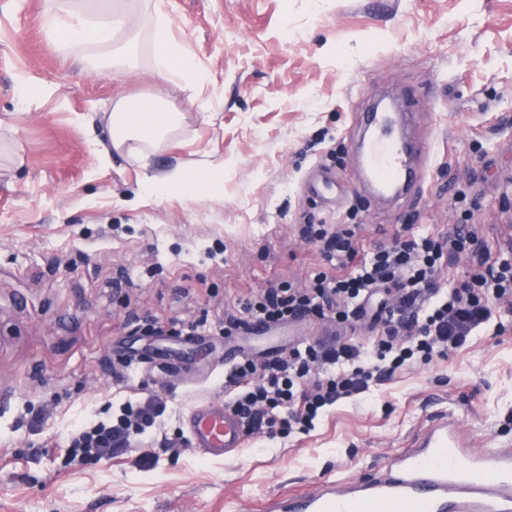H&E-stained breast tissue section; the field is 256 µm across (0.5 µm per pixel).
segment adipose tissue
I'll list each match as a JSON object with an SVG mask.
<instances>
[{"label": "adipose tissue", "mask_w": 512, "mask_h": 512, "mask_svg": "<svg viewBox=\"0 0 512 512\" xmlns=\"http://www.w3.org/2000/svg\"><path fill=\"white\" fill-rule=\"evenodd\" d=\"M131 0H107L100 16L78 24L56 21L52 33L64 46L92 43L110 49L112 65L130 68L136 57L138 19L129 8ZM155 67L166 74L170 83L193 75L194 60L183 42L171 35L164 18H157L154 32ZM181 113L166 106L161 94L123 96L112 104L109 114L110 149L102 150V158L111 152H127L137 162H144L149 148L158 146L181 123Z\"/></svg>", "instance_id": "adipose-tissue-1"}]
</instances>
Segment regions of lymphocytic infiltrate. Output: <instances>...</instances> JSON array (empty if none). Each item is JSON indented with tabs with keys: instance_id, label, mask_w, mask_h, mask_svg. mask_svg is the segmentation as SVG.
<instances>
[{
	"instance_id": "lymphocytic-infiltrate-1",
	"label": "lymphocytic infiltrate",
	"mask_w": 512,
	"mask_h": 512,
	"mask_svg": "<svg viewBox=\"0 0 512 512\" xmlns=\"http://www.w3.org/2000/svg\"><path fill=\"white\" fill-rule=\"evenodd\" d=\"M310 241L334 269H324L301 285L275 282L246 298L239 313H227L225 330L252 322L283 323L307 316L334 322L332 338L294 347L287 358L256 363L241 358L230 367L229 406L256 431L275 423L310 431L319 411L358 395L372 382L403 366L446 357L491 325L500 300L512 297V262L492 258L485 231L460 224L448 235L420 234L402 225L392 243L364 247L354 230L328 234L307 227ZM468 253L465 278L443 286L440 277L450 256ZM393 289L371 321V350L356 344L351 330L379 289ZM162 407L147 401L124 405L112 423L79 433L74 452L98 457L126 451L133 436L155 425Z\"/></svg>"
}]
</instances>
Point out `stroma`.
Instances as JSON below:
<instances>
[{"mask_svg":"<svg viewBox=\"0 0 512 512\" xmlns=\"http://www.w3.org/2000/svg\"><path fill=\"white\" fill-rule=\"evenodd\" d=\"M98 7L0 0V512H267L369 477L444 411L465 452L512 446V300L502 332L339 400L310 432L266 427L224 459L185 428L225 401V354L280 359L322 336L308 319L224 331L252 291L325 267L302 225L357 224L368 247L402 224L512 225V0H164L204 79L172 95L182 126L144 165L100 144L113 100L166 87L152 5L133 73L47 33ZM385 97L417 115L421 178L396 199L360 176L359 115ZM198 165L210 187L171 185ZM315 169L327 197L304 187ZM147 399L165 411L128 452L74 455L73 437Z\"/></svg>","mask_w":512,"mask_h":512,"instance_id":"stroma-1","label":"stroma"}]
</instances>
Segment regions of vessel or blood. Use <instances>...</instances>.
<instances>
[{"instance_id":"b4317fda","label":"vessel or blood","mask_w":512,"mask_h":512,"mask_svg":"<svg viewBox=\"0 0 512 512\" xmlns=\"http://www.w3.org/2000/svg\"><path fill=\"white\" fill-rule=\"evenodd\" d=\"M407 159L393 136L371 143L362 172L382 195L397 191ZM194 448L221 458L241 447L243 423L227 407L206 402L188 415ZM453 423L437 415L415 449L395 456L368 477L325 481L315 489L277 499L270 512H512V449L459 455Z\"/></svg>"}]
</instances>
